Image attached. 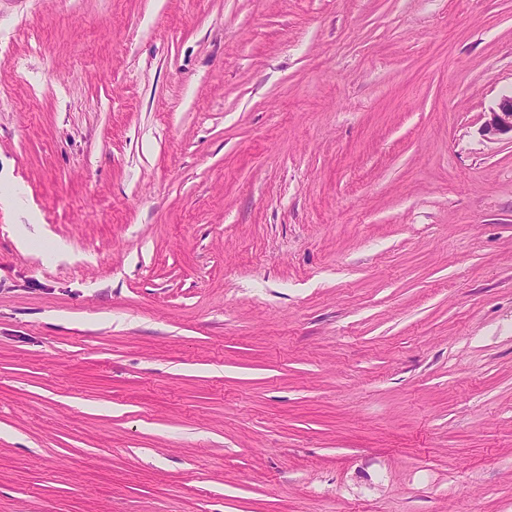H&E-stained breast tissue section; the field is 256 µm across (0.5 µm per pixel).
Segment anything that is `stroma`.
Returning a JSON list of instances; mask_svg holds the SVG:
<instances>
[{"instance_id":"obj_1","label":"stroma","mask_w":512,"mask_h":512,"mask_svg":"<svg viewBox=\"0 0 512 512\" xmlns=\"http://www.w3.org/2000/svg\"><path fill=\"white\" fill-rule=\"evenodd\" d=\"M512 0H0V512H512ZM489 117L482 127V135L489 140L496 139L499 135L511 133L512 136V92L503 95L496 108L488 112Z\"/></svg>"}]
</instances>
